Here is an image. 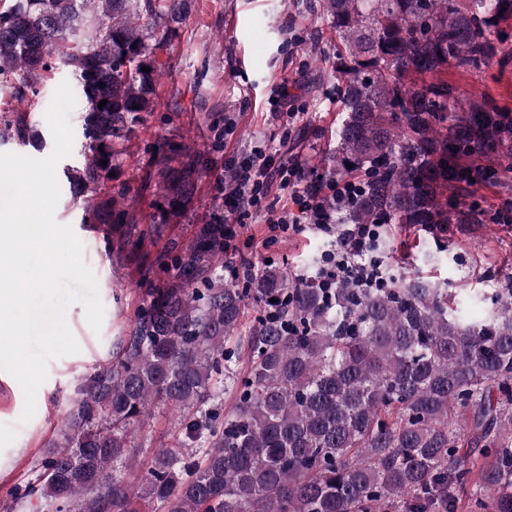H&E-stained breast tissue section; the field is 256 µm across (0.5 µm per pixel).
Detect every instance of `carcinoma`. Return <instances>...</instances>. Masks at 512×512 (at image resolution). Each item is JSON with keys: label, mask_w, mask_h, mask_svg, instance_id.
I'll use <instances>...</instances> for the list:
<instances>
[{"label": "carcinoma", "mask_w": 512, "mask_h": 512, "mask_svg": "<svg viewBox=\"0 0 512 512\" xmlns=\"http://www.w3.org/2000/svg\"><path fill=\"white\" fill-rule=\"evenodd\" d=\"M183 6L0 0V91L35 96L61 70L87 103L82 163L63 168L74 198L94 197L154 111L156 50ZM322 8L346 117L309 191L341 224L446 232L489 219L448 190L479 177L461 157L499 152L512 128L483 104L464 107L439 74L485 63L512 0ZM9 140H30L27 112L0 113ZM348 182L350 197L323 194ZM222 256L224 224H209L176 258V280L142 291L128 334L15 499L37 493L51 512H512V279L484 295L487 315L473 321L420 277L328 292L264 267L240 283L212 271ZM226 393L223 414L215 400ZM154 407L179 414L178 438L128 480L134 430Z\"/></svg>", "instance_id": "1"}]
</instances>
